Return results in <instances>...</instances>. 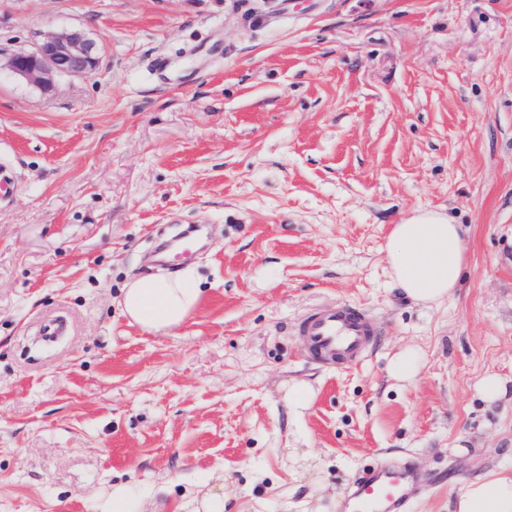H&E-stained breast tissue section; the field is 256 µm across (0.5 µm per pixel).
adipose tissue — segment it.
Wrapping results in <instances>:
<instances>
[{
    "mask_svg": "<svg viewBox=\"0 0 512 512\" xmlns=\"http://www.w3.org/2000/svg\"><path fill=\"white\" fill-rule=\"evenodd\" d=\"M464 225L444 213L419 210L393 226L385 252L393 288L417 303L452 298L466 265ZM201 290L193 270L147 276L123 288L122 312L142 330L158 333L179 327L194 312ZM457 512H512V473L490 472L470 481Z\"/></svg>",
    "mask_w": 512,
    "mask_h": 512,
    "instance_id": "1",
    "label": "adipose tissue"
}]
</instances>
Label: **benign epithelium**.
Listing matches in <instances>:
<instances>
[{"instance_id": "benign-epithelium-1", "label": "benign epithelium", "mask_w": 512, "mask_h": 512, "mask_svg": "<svg viewBox=\"0 0 512 512\" xmlns=\"http://www.w3.org/2000/svg\"><path fill=\"white\" fill-rule=\"evenodd\" d=\"M99 52V40L83 30L66 29L49 35L31 51L0 53V72L5 70L19 81L50 91L62 78L94 71Z\"/></svg>"}]
</instances>
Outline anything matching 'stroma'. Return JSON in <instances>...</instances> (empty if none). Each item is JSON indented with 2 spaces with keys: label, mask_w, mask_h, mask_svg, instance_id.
Here are the masks:
<instances>
[{
  "label": "stroma",
  "mask_w": 512,
  "mask_h": 512,
  "mask_svg": "<svg viewBox=\"0 0 512 512\" xmlns=\"http://www.w3.org/2000/svg\"><path fill=\"white\" fill-rule=\"evenodd\" d=\"M69 28L95 71L0 76V512H336L383 456L454 512L511 472L512 399L475 386L512 392V0H0L2 53ZM420 209L470 228L438 305L388 273ZM192 225L199 306L146 332L122 289ZM336 303L379 342L323 368L295 326ZM476 395L485 401H495L507 394L505 382L498 375H487L475 387Z\"/></svg>",
  "instance_id": "obj_1"
}]
</instances>
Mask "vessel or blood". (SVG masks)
<instances>
[{
	"label": "vessel or blood",
	"mask_w": 512,
	"mask_h": 512,
	"mask_svg": "<svg viewBox=\"0 0 512 512\" xmlns=\"http://www.w3.org/2000/svg\"><path fill=\"white\" fill-rule=\"evenodd\" d=\"M311 361L327 368L361 362L376 345V326L368 313L351 304L316 308L297 324ZM427 480L411 468L382 459L352 478L338 512H410Z\"/></svg>",
	"instance_id": "vessel-or-blood-1"
}]
</instances>
